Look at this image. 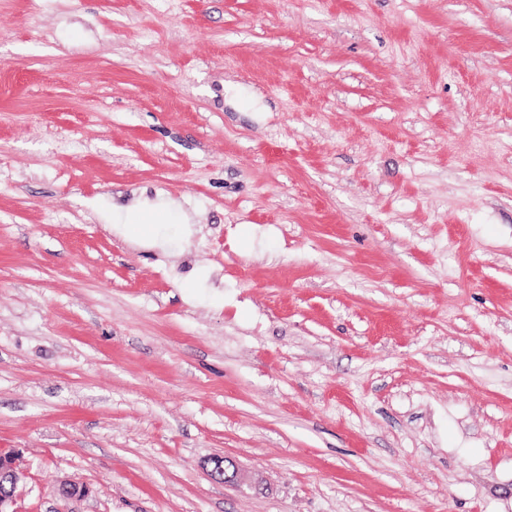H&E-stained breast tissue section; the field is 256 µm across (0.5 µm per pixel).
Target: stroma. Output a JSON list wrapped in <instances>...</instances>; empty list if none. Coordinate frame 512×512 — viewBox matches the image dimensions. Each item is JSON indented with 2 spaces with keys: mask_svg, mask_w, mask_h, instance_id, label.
<instances>
[{
  "mask_svg": "<svg viewBox=\"0 0 512 512\" xmlns=\"http://www.w3.org/2000/svg\"><path fill=\"white\" fill-rule=\"evenodd\" d=\"M8 452L16 512H512V0H0Z\"/></svg>",
  "mask_w": 512,
  "mask_h": 512,
  "instance_id": "35a3bbf8",
  "label": "stroma"
}]
</instances>
